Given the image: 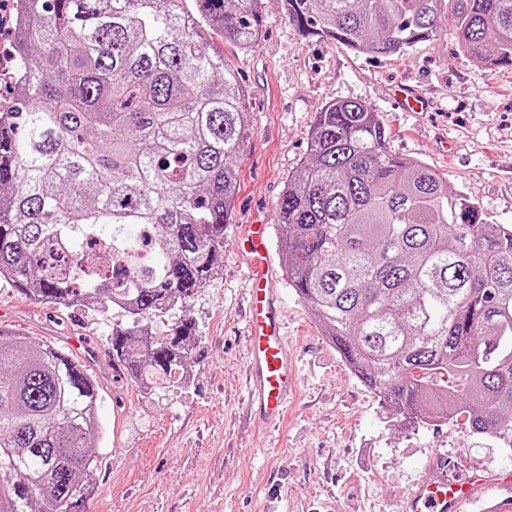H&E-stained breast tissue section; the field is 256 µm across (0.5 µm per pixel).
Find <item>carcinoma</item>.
Segmentation results:
<instances>
[{
	"label": "carcinoma",
	"instance_id": "cac0c4a2",
	"mask_svg": "<svg viewBox=\"0 0 512 512\" xmlns=\"http://www.w3.org/2000/svg\"><path fill=\"white\" fill-rule=\"evenodd\" d=\"M0 84V284L117 308L112 359L180 382L197 340L151 325L219 274L250 118L213 36L254 48L261 0H11ZM299 36L373 56L441 34L512 66V0H284ZM367 103L317 113L276 210L288 285L397 413L444 416L512 452V226L400 158ZM59 348L0 330V512H74L102 433L98 386Z\"/></svg>",
	"mask_w": 512,
	"mask_h": 512
}]
</instances>
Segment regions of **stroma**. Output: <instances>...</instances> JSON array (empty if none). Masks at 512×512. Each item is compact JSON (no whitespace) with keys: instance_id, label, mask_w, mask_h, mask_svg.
<instances>
[{"instance_id":"obj_1","label":"stroma","mask_w":512,"mask_h":512,"mask_svg":"<svg viewBox=\"0 0 512 512\" xmlns=\"http://www.w3.org/2000/svg\"><path fill=\"white\" fill-rule=\"evenodd\" d=\"M264 26L249 51L224 45L247 92L250 138L224 231V266L187 302L199 340L184 383L142 390L112 359L122 312L56 308L0 285V323L51 342L85 364L101 393L103 432L85 512H401L420 466L441 453L459 474L488 481L466 512L497 506L512 482V453L455 423L393 414L346 367L309 309L283 287L288 356L299 384L276 426L249 401L245 288L237 237L270 227L282 271L278 200L305 161L316 114L328 102L369 103L390 132L392 154L421 160L480 207L487 224L512 225V67L489 68L448 36L378 59L328 40L301 38L282 0H262ZM415 87L425 112H404L397 85Z\"/></svg>"}]
</instances>
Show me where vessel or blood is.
Returning <instances> with one entry per match:
<instances>
[{
	"mask_svg": "<svg viewBox=\"0 0 512 512\" xmlns=\"http://www.w3.org/2000/svg\"><path fill=\"white\" fill-rule=\"evenodd\" d=\"M248 276V369L251 402L266 421H279L296 385V370L286 353L281 318L282 297L270 273L267 227L247 225L240 238ZM471 474L460 479L445 459L436 457L424 467L404 498L402 512H462L464 503L483 485Z\"/></svg>",
	"mask_w": 512,
	"mask_h": 512,
	"instance_id": "vessel-or-blood-1",
	"label": "vessel or blood"
}]
</instances>
